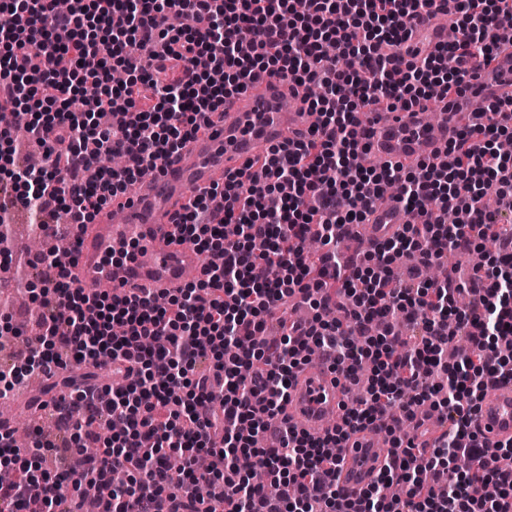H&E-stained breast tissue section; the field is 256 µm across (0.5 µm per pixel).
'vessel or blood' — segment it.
Masks as SVG:
<instances>
[{"instance_id":"1","label":"vessel or blood","mask_w":512,"mask_h":512,"mask_svg":"<svg viewBox=\"0 0 512 512\" xmlns=\"http://www.w3.org/2000/svg\"><path fill=\"white\" fill-rule=\"evenodd\" d=\"M423 50L445 43L447 29L437 15L421 11L415 20ZM304 91L277 76L264 75L224 101L226 121L198 134L171 157L151 179L129 186L126 193L96 216L93 224L76 231L70 248L80 281L99 294L121 291L139 295L173 294L182 288L202 256L188 242H179L175 222L191 193L223 183L225 175L253 166L271 146L307 137L319 122L318 113L303 102ZM512 96V48H501L489 65L454 104L438 102L442 122H427L422 107L390 112L382 107L358 113L367 151L373 159L405 165L421 159L439 161L447 142L467 128L476 101ZM404 215L393 193H386L363 224L347 227V234L376 243L396 236ZM123 260H115L119 251ZM347 382L325 368L299 371L282 415L297 431L322 437L345 412ZM477 428L489 445L512 438V382L489 387L480 403ZM391 446L374 430L357 431L345 443L344 461L336 482L346 497L359 495L379 471Z\"/></svg>"}]
</instances>
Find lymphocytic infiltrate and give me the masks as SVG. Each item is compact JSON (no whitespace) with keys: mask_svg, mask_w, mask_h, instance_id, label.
Instances as JSON below:
<instances>
[{"mask_svg":"<svg viewBox=\"0 0 512 512\" xmlns=\"http://www.w3.org/2000/svg\"><path fill=\"white\" fill-rule=\"evenodd\" d=\"M0 0V104L27 109L28 137L44 159L33 172L8 144L0 161V264L9 265V208L23 205L41 226L92 223L99 211L157 170L196 136L204 118H223L224 100L250 80L276 74L308 89L321 117L305 139L271 148L258 171L239 172L195 195L177 226L204 254L198 286L165 302L139 295L91 298L72 274L70 254L46 251L53 270L37 303L41 333L26 359L50 374L79 358L136 372L135 385L103 397L73 386L51 409L59 436L77 447L100 442L95 421L121 424L79 472L60 465L40 498L46 512H83L82 488L107 487L101 512H512V441L489 447L475 430L486 389L512 380L500 346L512 335V231L496 227L485 196L512 206V158L498 150L512 136V98L487 105L485 123L447 143L442 164L409 171L358 161L356 114L380 100L409 109L463 92L474 79L463 58L491 60L512 44V0ZM453 11L455 41L421 50L411 22L420 10ZM387 53H380V46ZM96 95L81 111L82 85ZM120 153L121 168L101 157ZM398 186L404 208L421 220L375 245L372 266L346 267L334 244L365 223L374 202ZM454 211L455 223L443 212ZM496 241L492 269L470 286L397 281L390 266L419 256L442 264L451 254ZM338 299L347 321L329 318ZM300 300L311 321L262 342L267 320ZM454 321L468 354L448 363ZM319 351L351 384L371 375L342 425L313 437L279 424L291 380ZM207 372L197 373L200 361ZM426 407L449 422L437 447L416 450L402 423ZM372 427L391 438L377 479L359 496L336 484L337 450L350 432ZM47 444L16 448L0 432V454L20 476L0 485V512H22L36 484L30 462ZM211 460L207 472L198 456ZM265 470L291 485L274 498L251 474ZM399 483L400 497L387 489Z\"/></svg>","mask_w":512,"mask_h":512,"instance_id":"lymphocytic-infiltrate-1","label":"lymphocytic infiltrate"}]
</instances>
